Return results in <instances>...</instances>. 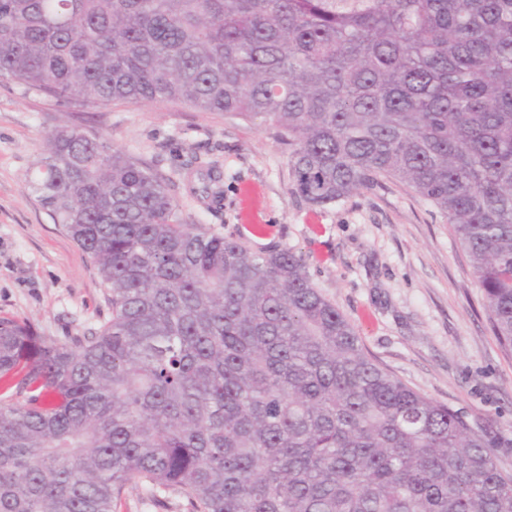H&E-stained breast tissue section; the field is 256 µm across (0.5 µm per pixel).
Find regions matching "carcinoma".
Wrapping results in <instances>:
<instances>
[{"label": "carcinoma", "instance_id": "1", "mask_svg": "<svg viewBox=\"0 0 512 512\" xmlns=\"http://www.w3.org/2000/svg\"><path fill=\"white\" fill-rule=\"evenodd\" d=\"M0 79L257 121L315 207L403 183L512 349V0H0ZM27 184L110 315L71 345L0 319V512H112L129 482L193 512H512L490 432L370 359L301 256L183 223L169 182L78 127Z\"/></svg>", "mask_w": 512, "mask_h": 512}]
</instances>
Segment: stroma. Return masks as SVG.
<instances>
[{
  "instance_id": "stroma-1",
  "label": "stroma",
  "mask_w": 512,
  "mask_h": 512,
  "mask_svg": "<svg viewBox=\"0 0 512 512\" xmlns=\"http://www.w3.org/2000/svg\"><path fill=\"white\" fill-rule=\"evenodd\" d=\"M94 130L169 180L184 223L249 251L300 255L315 287L355 327L365 353L414 390L491 432L512 476V350L493 335L483 292L440 214L392 179L326 207L294 191L290 149L256 123L173 101L74 112L0 80V318L62 342L109 310L96 266L26 186L46 136ZM224 172L220 209L190 193L194 160ZM114 512H190L177 490L125 486Z\"/></svg>"
}]
</instances>
